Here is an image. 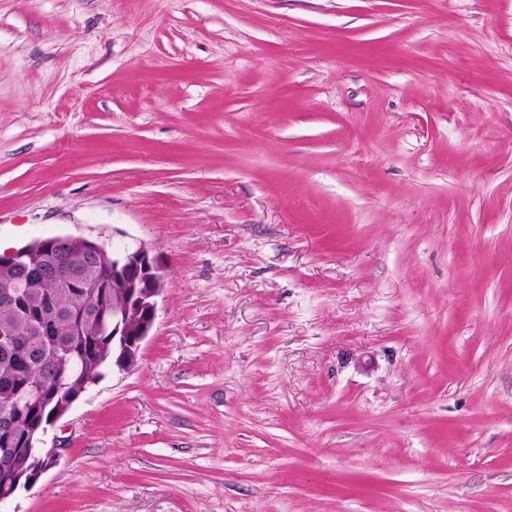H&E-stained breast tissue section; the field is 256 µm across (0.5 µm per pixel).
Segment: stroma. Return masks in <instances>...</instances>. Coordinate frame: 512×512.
<instances>
[{"instance_id": "obj_1", "label": "stroma", "mask_w": 512, "mask_h": 512, "mask_svg": "<svg viewBox=\"0 0 512 512\" xmlns=\"http://www.w3.org/2000/svg\"><path fill=\"white\" fill-rule=\"evenodd\" d=\"M165 274L9 512H512V0H0V254ZM37 243L42 253L50 252L52 255H62L71 266L81 265L85 262L88 254L97 252L99 257H109L110 254L100 244L87 238L74 237L69 235H57L52 240L41 245L40 241H35L29 245L17 248L11 254L1 259L0 268L9 269L17 261L27 256L30 247Z\"/></svg>"}]
</instances>
